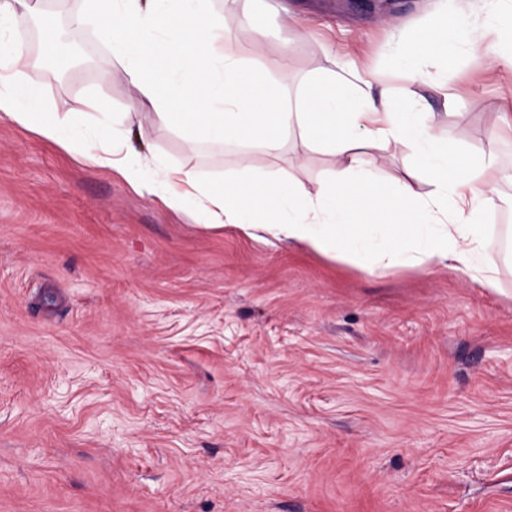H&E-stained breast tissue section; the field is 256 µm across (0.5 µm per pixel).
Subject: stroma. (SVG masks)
<instances>
[{
  "mask_svg": "<svg viewBox=\"0 0 512 512\" xmlns=\"http://www.w3.org/2000/svg\"><path fill=\"white\" fill-rule=\"evenodd\" d=\"M240 56L312 77L367 73L512 170V71L451 42L407 53L439 11L489 28L512 0H211ZM95 61L26 71L47 111L127 110L96 21ZM426 72L427 80L416 77ZM134 151L204 177L242 152L315 188L334 157L291 133L189 150L160 127ZM390 185L432 187L412 149H367ZM121 176L0 121V512H512V264L498 290L441 267L369 273L301 245L205 232Z\"/></svg>",
  "mask_w": 512,
  "mask_h": 512,
  "instance_id": "stroma-1",
  "label": "stroma"
}]
</instances>
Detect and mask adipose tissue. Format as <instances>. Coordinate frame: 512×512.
I'll return each mask as SVG.
<instances>
[{"label": "adipose tissue", "mask_w": 512, "mask_h": 512, "mask_svg": "<svg viewBox=\"0 0 512 512\" xmlns=\"http://www.w3.org/2000/svg\"><path fill=\"white\" fill-rule=\"evenodd\" d=\"M17 2L0 9V29L38 19L43 45L55 46L61 33L52 21L42 20L39 4ZM91 9L133 87L128 111L117 117L106 103L94 102L96 128L80 133L73 113L45 111L41 88L25 82L31 64L27 52L0 41L1 118L90 165L118 172L168 206L196 205L205 229L231 225L251 238L267 234L333 259H361L371 272L447 266L497 288L498 250L482 222L496 193L486 176L491 162H471L451 133L365 95L370 77L357 84L319 79L292 102L284 93L291 79L288 66L280 65L272 78L240 57L210 0H91ZM460 31L456 18L436 13L408 52L448 56V42ZM464 34L470 50H490L484 30ZM157 126L193 148L253 142L268 156L278 154L296 130L309 146L335 156L336 170L311 190L260 171L246 154L238 178L204 180L171 166L157 176L128 146L131 136L149 139ZM391 139L414 148L435 185L431 195H419L408 183L388 193L366 167L365 145Z\"/></svg>", "instance_id": "ef3b65f1"}]
</instances>
